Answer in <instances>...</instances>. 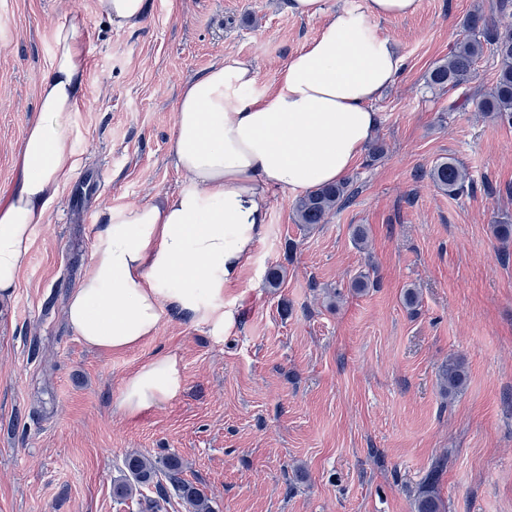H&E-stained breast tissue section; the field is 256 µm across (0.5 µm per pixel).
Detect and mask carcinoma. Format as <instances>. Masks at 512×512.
Wrapping results in <instances>:
<instances>
[{"mask_svg": "<svg viewBox=\"0 0 512 512\" xmlns=\"http://www.w3.org/2000/svg\"><path fill=\"white\" fill-rule=\"evenodd\" d=\"M463 29V36L457 40L448 58L435 63L429 70L427 85L434 89L451 90L470 83L474 78L475 64L483 54L484 43L488 42L494 46L497 59L494 84L487 93H475L466 101L475 104L477 111L488 117L512 124V26L491 25L477 12L465 19ZM429 178L435 187L453 196L472 185L467 169L453 158L436 162L429 171ZM353 197L354 191L344 181L312 189L295 200V223L307 229L325 224L330 215L349 204ZM440 376L450 396L459 393L465 384L464 366L455 358L448 359ZM443 466L444 463L439 461L429 472L424 487L415 499V512H443V502L435 491ZM182 468L183 464L177 456L157 461L140 453H132L125 458L122 474L112 480V495L117 499H126L138 488L152 485L162 500L170 498L169 491L172 490L190 512H212L205 493L180 477ZM161 475L168 479L170 487L161 483Z\"/></svg>", "mask_w": 512, "mask_h": 512, "instance_id": "obj_1", "label": "carcinoma"}]
</instances>
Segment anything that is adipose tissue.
<instances>
[{
    "mask_svg": "<svg viewBox=\"0 0 512 512\" xmlns=\"http://www.w3.org/2000/svg\"><path fill=\"white\" fill-rule=\"evenodd\" d=\"M288 9L327 20L274 89L260 86L252 63L239 58L182 85L169 152L183 181L159 201L107 213L67 307L87 346L135 348L156 334L166 312L223 334L234 322L224 291L261 241L270 199L340 182L372 141L380 123L373 104L402 63L375 23L413 13L416 0H366L365 9L330 15L323 0H289ZM83 24L75 13L55 31L40 116L25 131L18 179L0 201V300L13 297L36 231L75 170L65 123L87 76L78 41ZM183 389L178 357L163 354L124 378L117 407L134 418Z\"/></svg>",
    "mask_w": 512,
    "mask_h": 512,
    "instance_id": "1",
    "label": "adipose tissue"
}]
</instances>
